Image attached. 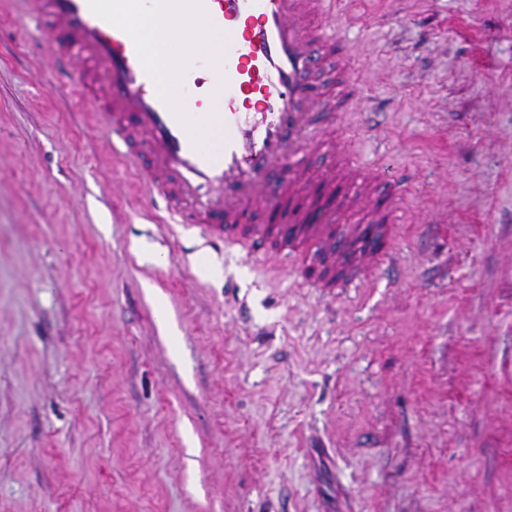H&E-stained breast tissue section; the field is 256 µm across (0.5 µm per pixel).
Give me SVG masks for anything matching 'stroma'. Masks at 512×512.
Here are the masks:
<instances>
[{
  "label": "stroma",
  "instance_id": "obj_1",
  "mask_svg": "<svg viewBox=\"0 0 512 512\" xmlns=\"http://www.w3.org/2000/svg\"><path fill=\"white\" fill-rule=\"evenodd\" d=\"M391 274L310 288L137 195L0 0V512H512V0H334ZM410 180V176L404 175L393 181V194L387 205L386 212L381 218L382 223H380L387 225L388 238L397 236L398 226L396 224L399 222V213L402 209L401 202L404 195V187L409 184Z\"/></svg>",
  "mask_w": 512,
  "mask_h": 512
}]
</instances>
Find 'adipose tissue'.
Wrapping results in <instances>:
<instances>
[{"label": "adipose tissue", "mask_w": 512, "mask_h": 512, "mask_svg": "<svg viewBox=\"0 0 512 512\" xmlns=\"http://www.w3.org/2000/svg\"><path fill=\"white\" fill-rule=\"evenodd\" d=\"M134 27L142 38L147 56L160 75H167L173 59L184 55L211 57L222 46L221 37L183 31L178 19L159 24L152 16L144 15L134 21Z\"/></svg>", "instance_id": "obj_1"}]
</instances>
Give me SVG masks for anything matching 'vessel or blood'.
Listing matches in <instances>:
<instances>
[{"mask_svg":"<svg viewBox=\"0 0 512 512\" xmlns=\"http://www.w3.org/2000/svg\"><path fill=\"white\" fill-rule=\"evenodd\" d=\"M55 34L57 85L88 104L105 139L135 170V188L210 247L304 262L345 225L357 248L354 282L392 268L394 249L366 244L356 211H371L373 174L347 138L316 139L357 101L354 54L329 0H188L186 30L220 34L209 60H179L181 103L158 87L134 18L167 19L171 0H23ZM223 101V112L212 111ZM326 162L317 178L312 158ZM394 183L381 221L396 237L404 188Z\"/></svg>","mask_w":512,"mask_h":512,"instance_id":"vessel-or-blood-1","label":"vessel or blood"}]
</instances>
